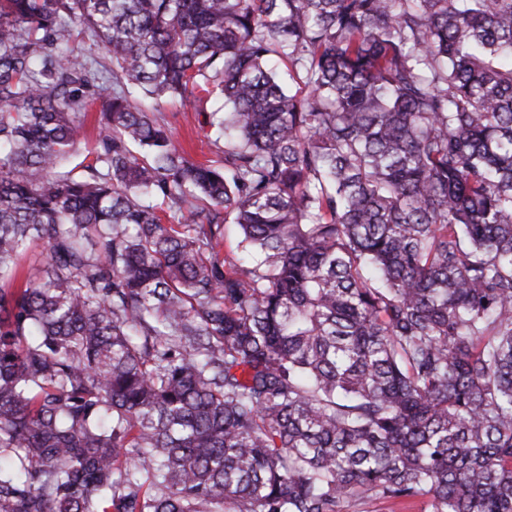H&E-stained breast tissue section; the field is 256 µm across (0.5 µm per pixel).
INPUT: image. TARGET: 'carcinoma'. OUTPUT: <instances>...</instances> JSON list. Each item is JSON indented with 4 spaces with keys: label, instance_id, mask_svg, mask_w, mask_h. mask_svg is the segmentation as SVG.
I'll return each mask as SVG.
<instances>
[{
    "label": "carcinoma",
    "instance_id": "cac0c4a2",
    "mask_svg": "<svg viewBox=\"0 0 512 512\" xmlns=\"http://www.w3.org/2000/svg\"><path fill=\"white\" fill-rule=\"evenodd\" d=\"M373 497L512 512V0H0V512ZM160 111L173 130L176 144L183 147L192 159L205 162L207 159L215 158V148L205 137L206 133L213 136V129L206 126L203 131L199 127L198 120L203 121V115L197 119V113L193 112L191 107L183 108L179 103H163Z\"/></svg>",
    "mask_w": 512,
    "mask_h": 512
}]
</instances>
